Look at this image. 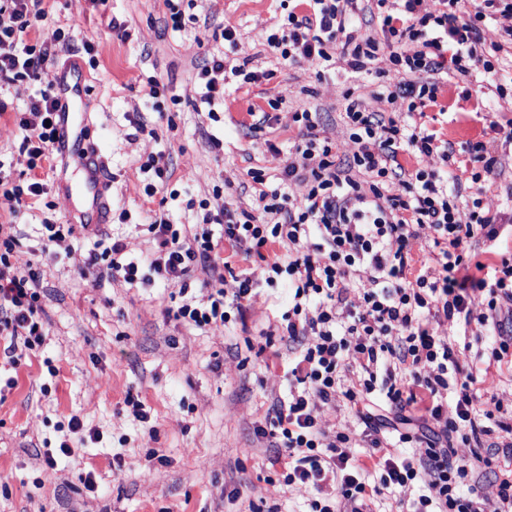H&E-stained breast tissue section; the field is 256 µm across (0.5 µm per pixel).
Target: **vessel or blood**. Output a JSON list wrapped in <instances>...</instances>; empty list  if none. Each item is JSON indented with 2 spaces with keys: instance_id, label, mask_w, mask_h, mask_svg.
Masks as SVG:
<instances>
[{
  "instance_id": "1",
  "label": "vessel or blood",
  "mask_w": 512,
  "mask_h": 512,
  "mask_svg": "<svg viewBox=\"0 0 512 512\" xmlns=\"http://www.w3.org/2000/svg\"><path fill=\"white\" fill-rule=\"evenodd\" d=\"M85 82L83 71L75 66L64 68L58 75L53 113L57 136L55 150L57 162L64 166L76 163L83 174L79 193L85 209L72 216V223L99 227L109 218L111 184L102 173L99 147L84 138L78 124Z\"/></svg>"
}]
</instances>
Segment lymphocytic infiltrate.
<instances>
[{
	"instance_id": "obj_1",
	"label": "lymphocytic infiltrate",
	"mask_w": 512,
	"mask_h": 512,
	"mask_svg": "<svg viewBox=\"0 0 512 512\" xmlns=\"http://www.w3.org/2000/svg\"><path fill=\"white\" fill-rule=\"evenodd\" d=\"M299 2L303 11H289L266 39L275 54L326 69L340 59L352 73H377L389 81L387 103L406 101L411 113L437 103L433 74L490 73L492 54L512 51V0H481L470 15L463 12L466 0H375L377 38L356 27L358 0ZM49 14V0H0L1 84L38 81L54 63L62 32L48 25ZM497 17L506 21L500 39L483 51L482 27ZM34 30L35 46L27 42ZM381 58L386 67L378 66ZM228 72L246 84L261 78L246 65L228 70L223 58H212L197 74L201 103L223 99ZM344 100L353 145L344 166L336 164L333 143L320 137L317 113L306 109L293 115L299 141L286 152L268 147L280 183L307 185L302 199L266 189L264 170L253 169L249 175L259 187L254 208L200 204L203 223L223 225L231 249L264 255L266 285L287 280L294 292L283 316L288 340L313 337L289 363L292 390L276 401L269 422L274 448L288 458L284 481L314 488L311 512H336L341 504L364 512L365 495H383L424 472L430 492L410 512H512V472L500 478L492 501L472 485L477 470L493 465L492 455L480 452L484 443L512 459V420L495 397H479L472 368L461 364L458 349L438 330L454 319L478 325L492 338L489 363L512 358V255L488 266L464 248L477 236L496 241L500 217L486 212L480 197L461 202L459 189L445 186L439 172L411 171L399 163L402 152L451 162L452 147L434 131L369 111L352 92ZM54 109L53 94L40 91L17 122L39 132L37 141L24 143L30 160L54 151ZM150 230L161 248L158 257L124 259V243L113 241L106 253L89 256L96 280L134 285L158 278L178 286L183 301L174 316L199 329L224 326L229 310H243L258 282L229 264L224 270L232 275L233 290L214 289L203 303L187 297L192 266L214 265L223 241L188 235L162 217ZM14 244L13 225L1 224L0 335L30 350L44 337L40 293L35 276L12 273ZM274 245L281 251L272 256L268 249ZM418 245L429 249L432 267L413 269ZM313 298L319 305L311 313L305 305ZM353 367L362 378L348 387L342 374ZM378 394L399 427L387 428L375 417ZM340 401L349 405L357 429L322 427L321 411ZM418 404L432 425L415 433L405 411ZM372 466L384 475L370 487L363 475Z\"/></svg>"
}]
</instances>
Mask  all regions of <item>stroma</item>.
Returning a JSON list of instances; mask_svg holds the SVG:
<instances>
[{"mask_svg":"<svg viewBox=\"0 0 512 512\" xmlns=\"http://www.w3.org/2000/svg\"><path fill=\"white\" fill-rule=\"evenodd\" d=\"M289 0H54L52 19L65 39L56 65L39 81L0 87V124L25 111L38 90L54 86L62 66L87 75L86 135L102 149L112 179V209L101 235L81 232L48 241L43 225L68 223L79 203L63 185L64 174L46 164L30 171L24 138L15 130L0 138V175L24 185L38 176L45 192L24 199L15 212L0 210V224L16 227L10 256L15 271L34 274L41 287V346L6 355L0 338V512H308L315 492L286 485V459L278 458L262 428L272 406L287 398L288 362L296 350L282 336V316L293 305L287 282L263 284L265 264L238 254L236 270L259 285L245 304L243 319L217 329H197L175 319L171 285L157 280L129 285L95 282L89 254L99 239L119 238L130 258L151 256L158 245L149 224L162 215L170 223L220 239L224 227L199 221L200 201L215 190L233 206L253 207L249 169L265 168L266 141L288 150L299 139L296 110L319 115L321 136L336 145L339 160L353 146L342 122L343 94L353 90L373 112L405 113L403 101L379 98L385 81L351 73L345 63L318 72L315 64L294 65L265 43L288 13ZM186 15L173 30L172 10ZM233 29L225 41L224 29ZM225 67L242 63L261 72L255 84L227 76L224 110L211 120L201 104L196 75L212 57ZM160 85L164 112H157L143 87ZM446 112L426 108L416 121L452 143L449 173L475 170L466 142L481 140L499 155V175L482 178L486 210L503 217L496 242L482 237L467 248L490 264L512 252V152L500 128L512 120V102L490 100L478 81L439 74ZM290 91L288 103L268 102ZM270 111L263 129H252L249 109ZM145 129L134 132L131 118ZM154 157L163 178L143 172ZM160 182L154 197L146 184ZM94 439L44 464L71 418Z\"/></svg>","mask_w":512,"mask_h":512,"instance_id":"35a3bbf8","label":"stroma"}]
</instances>
